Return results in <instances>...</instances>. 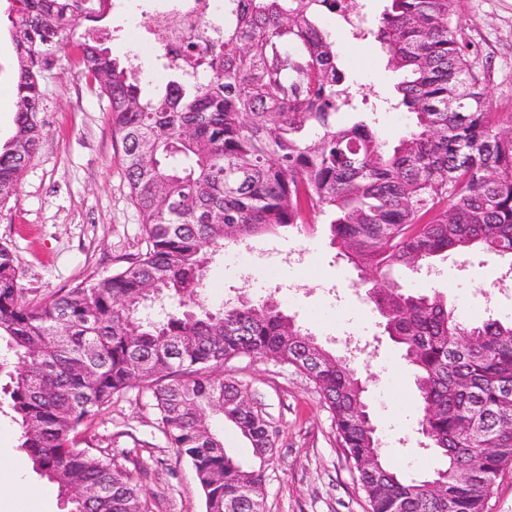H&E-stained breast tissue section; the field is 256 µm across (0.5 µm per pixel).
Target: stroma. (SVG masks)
I'll return each instance as SVG.
<instances>
[{"label":"stroma","instance_id":"1","mask_svg":"<svg viewBox=\"0 0 512 512\" xmlns=\"http://www.w3.org/2000/svg\"><path fill=\"white\" fill-rule=\"evenodd\" d=\"M386 0H358L360 30L339 17L324 16L358 111L375 113L382 142L394 146L409 129L406 112L386 106L401 79L389 68L385 49L371 31ZM464 37L478 51L479 69L490 91L493 111L512 114V0H458ZM145 21L136 0L108 14L103 27L117 29L106 44L113 55H135L134 34ZM42 131L36 157L23 173L16 201L0 209V243L9 246L27 298L40 300L60 289L111 274L145 252L141 218L130 198L123 152L112 134L109 103L83 71L75 46L66 47L59 65L41 80ZM269 240L255 239L254 252L225 251L209 268L213 302L234 289L252 298L274 295L288 314L327 348L337 336H354L376 347L359 369L368 379L371 419L397 470L428 474L434 456L416 432L414 377L394 344L378 326L379 315L365 296L357 271L337 259L325 225L293 228L274 243L305 254L287 268L266 252ZM251 268V281L241 271ZM501 263L477 253L468 260L438 263L435 276L407 269L396 272L403 287L440 294L463 319L474 317L477 283L501 279L506 292L492 308L494 317L512 319V280L502 279ZM300 284L290 294L288 281ZM223 375L246 388L252 406L278 430L275 462L269 471L265 512H369L355 471L346 459L331 411L309 378L295 367L243 356L229 361ZM78 447L109 453L119 467L137 476L152 512H205V499L190 463L164 437L147 393L130 389L76 430ZM56 487L43 500H22L8 470L0 469V512H67Z\"/></svg>","mask_w":512,"mask_h":512}]
</instances>
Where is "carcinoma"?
Returning <instances> with one entry per match:
<instances>
[{
	"instance_id": "cac0c4a2",
	"label": "carcinoma",
	"mask_w": 512,
	"mask_h": 512,
	"mask_svg": "<svg viewBox=\"0 0 512 512\" xmlns=\"http://www.w3.org/2000/svg\"><path fill=\"white\" fill-rule=\"evenodd\" d=\"M21 0L15 132L0 146V208L17 199L41 135L40 78L71 42L99 85L122 146L147 250L108 276L25 297L0 244V342L17 359L7 386L20 448L58 486L68 512H151L138 479L73 433L139 387L195 471L206 512H264L276 431L246 389L214 368L242 356L305 373L331 410L371 512H485L512 466V321H464L438 294L389 277L474 250L512 271V124L491 110L461 35L456 0H387L374 36L401 72L394 107L413 128L388 150L355 109L322 27L328 0H229L224 36L201 49L205 74L177 70L149 93L141 69L78 33L112 0ZM329 225L339 256L373 277L368 300L414 371L417 433L440 465L406 477L389 465L359 369L324 349L273 298L215 306L208 264L227 245L281 228ZM252 448L242 465L212 427Z\"/></svg>"
}]
</instances>
